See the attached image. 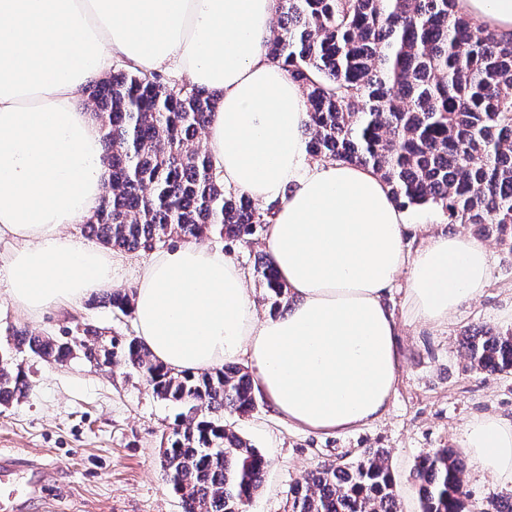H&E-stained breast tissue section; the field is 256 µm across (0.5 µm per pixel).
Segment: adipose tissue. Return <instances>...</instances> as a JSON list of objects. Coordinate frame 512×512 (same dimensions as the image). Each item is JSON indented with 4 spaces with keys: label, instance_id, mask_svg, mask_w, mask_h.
<instances>
[{
    "label": "adipose tissue",
    "instance_id": "ef3b65f1",
    "mask_svg": "<svg viewBox=\"0 0 512 512\" xmlns=\"http://www.w3.org/2000/svg\"><path fill=\"white\" fill-rule=\"evenodd\" d=\"M512 34V0H458ZM279 0H0V241L7 294L31 315L111 289L112 252L63 234L101 206V127L77 102L119 57L176 70L220 95L206 139L225 190L275 205L265 240L291 298L259 316L247 275L222 248L183 243L139 266L136 334L177 371L247 357L279 418L316 433L371 423L397 383V327L384 296L407 273L410 316L442 324L488 286L491 255L439 232L406 247L405 212L372 170L310 160L303 94L268 59ZM464 447L512 484V420L469 425Z\"/></svg>",
    "mask_w": 512,
    "mask_h": 512
}]
</instances>
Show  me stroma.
<instances>
[{
	"label": "stroma",
	"instance_id": "stroma-1",
	"mask_svg": "<svg viewBox=\"0 0 512 512\" xmlns=\"http://www.w3.org/2000/svg\"><path fill=\"white\" fill-rule=\"evenodd\" d=\"M413 228L408 249L424 237L417 227L472 233L469 225L449 223L433 205L407 209ZM487 288L461 306L447 324L409 320L404 306L405 277L385 296L399 326L400 356L395 392L378 420L336 433H314L281 420L266 400L252 416L230 417L234 428L271 462L264 485L246 512H283L288 489L318 465L352 459L364 450L386 451L400 512H421L411 473L419 457L437 448H462L467 426L488 416L512 419V373L469 370L460 345L465 329L485 325L512 328V253L494 238ZM0 267V346L13 329L57 335L60 328L90 321L114 336L135 337L132 316L99 306L97 295L76 305H57L38 316L18 310L6 293ZM15 364L29 377L25 398L0 406V452L32 460L42 486L38 497H24L17 512H182L161 464V438L180 412L162 401L136 375L120 368L90 366L80 360L49 365L18 355Z\"/></svg>",
	"mask_w": 512,
	"mask_h": 512
}]
</instances>
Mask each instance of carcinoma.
<instances>
[{
    "instance_id": "1",
    "label": "carcinoma",
    "mask_w": 512,
    "mask_h": 512,
    "mask_svg": "<svg viewBox=\"0 0 512 512\" xmlns=\"http://www.w3.org/2000/svg\"><path fill=\"white\" fill-rule=\"evenodd\" d=\"M267 56L307 97L304 125L314 160L372 169L398 205L431 204L450 224H470L512 253V36L462 13L457 0H281ZM101 121L106 194L84 230L128 252L174 239L253 243L271 223L243 194L224 191L205 134L217 95L163 73L118 68L90 88ZM253 274L277 309L288 299L270 254ZM102 304L123 315L132 298ZM477 372L512 373V331L482 328L463 339ZM27 353L61 365L136 372L161 400L187 409L163 444L164 469L183 512H245L270 461L224 421L256 409V380L228 363L200 374L156 362L135 337L107 338L90 322L58 336L22 329L0 349V405L23 397ZM457 452L420 457L412 473L421 512H470ZM284 512H399L396 482L381 450L324 463L289 491Z\"/></svg>"
}]
</instances>
